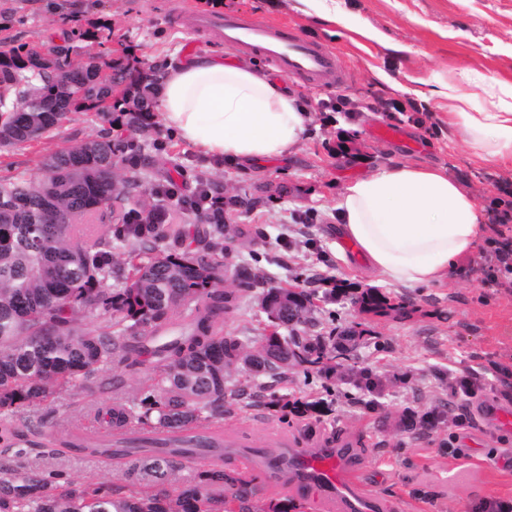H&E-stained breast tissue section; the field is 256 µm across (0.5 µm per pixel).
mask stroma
<instances>
[{"label": "stroma", "mask_w": 512, "mask_h": 512, "mask_svg": "<svg viewBox=\"0 0 512 512\" xmlns=\"http://www.w3.org/2000/svg\"><path fill=\"white\" fill-rule=\"evenodd\" d=\"M336 3L350 26L331 34L297 11L295 0H221L216 9L207 0H0V52L32 39L51 48L54 29L102 22L112 29L113 48L128 47L149 66L214 49L235 59L222 38L197 34L176 18L182 6L283 25L334 52L344 72L341 87H315L299 77L283 81L311 114L307 138L294 154L239 164L205 158L163 129L142 140L145 154L177 184L168 208L182 209L204 178L224 199L222 286L240 291L238 272L244 267L257 277L252 290L240 292L238 309L224 321L225 334L250 337L249 349L257 351L253 338L266 323L264 295L291 287L314 296L306 335L333 336L360 323L368 329L349 343L334 374L300 366L277 388L281 396L326 397L330 415L303 420L260 401L250 407L228 403L224 436L273 451L322 448L337 435L356 449L363 479L383 512H471L480 501L512 498V424L487 421L490 411H512L491 369L495 363L512 366V287L484 284L479 251L459 260L439 287L378 283L363 268L355 245L337 233L333 207L348 183L395 161L444 166L483 210L497 197V182L512 183L511 165L478 159L460 134L449 132L443 120L448 101L438 93L462 68L481 79L512 82V0ZM358 27L377 30L378 40H356ZM381 71L390 83L378 79ZM340 97L347 105L333 111ZM108 126L95 113L77 112L38 141L0 146V179L40 177L47 157ZM380 127L399 130L400 139L380 138ZM157 140L163 150L154 149ZM268 184L285 186V194L261 195ZM245 196L255 198L253 207L238 206ZM336 284L353 291L379 288L392 302L405 303L411 315L361 314L351 294H332ZM363 370L382 381V395H369L351 381V374ZM464 371L475 374L481 389L473 398L451 397L448 383ZM110 375L119 380V392L69 389L42 410L47 427L60 436L77 427L105 430L113 395L138 397L147 371L115 368ZM433 410L444 415L434 429L407 428L409 414ZM457 415L466 416L470 427L455 430ZM456 447L463 456L453 455ZM0 467L36 469L73 483H124L116 463L49 448L0 447Z\"/></svg>", "instance_id": "35a3bbf8"}]
</instances>
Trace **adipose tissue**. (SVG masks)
Masks as SVG:
<instances>
[{"mask_svg": "<svg viewBox=\"0 0 512 512\" xmlns=\"http://www.w3.org/2000/svg\"><path fill=\"white\" fill-rule=\"evenodd\" d=\"M469 72L448 84L446 122L482 160L512 162V84L489 80V104L471 109ZM160 117L203 156L250 163L289 155L307 133L303 101L252 64L207 51L166 62L157 77ZM342 236L380 281L410 287L447 281L483 234L474 197L446 168L391 163L349 183L335 206Z\"/></svg>", "mask_w": 512, "mask_h": 512, "instance_id": "1", "label": "adipose tissue"}]
</instances>
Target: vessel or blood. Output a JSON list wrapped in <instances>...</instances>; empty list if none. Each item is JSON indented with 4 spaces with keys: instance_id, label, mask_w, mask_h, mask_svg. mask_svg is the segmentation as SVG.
Instances as JSON below:
<instances>
[{
    "instance_id": "obj_1",
    "label": "vessel or blood",
    "mask_w": 512,
    "mask_h": 512,
    "mask_svg": "<svg viewBox=\"0 0 512 512\" xmlns=\"http://www.w3.org/2000/svg\"><path fill=\"white\" fill-rule=\"evenodd\" d=\"M191 24L197 32L222 36L228 50L260 54L282 77H301L319 87L337 86L344 80L333 52L298 34L284 36L266 21L228 13L197 15ZM234 456L242 467L261 472L268 483L287 481L301 492L318 491L337 512H377L379 508L344 449L311 453L282 448L271 453L263 448H238Z\"/></svg>"
}]
</instances>
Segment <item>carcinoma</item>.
Returning a JSON list of instances; mask_svg holds the SVG:
<instances>
[{"instance_id": "cac0c4a2", "label": "carcinoma", "mask_w": 512, "mask_h": 512, "mask_svg": "<svg viewBox=\"0 0 512 512\" xmlns=\"http://www.w3.org/2000/svg\"><path fill=\"white\" fill-rule=\"evenodd\" d=\"M102 50L92 53L88 44ZM111 34L89 29L67 40L73 56L66 69L41 61L42 44L24 42L0 52V132L2 146L47 134L70 114L94 112L112 119L120 111L125 130L154 129L156 79L127 54L115 56L105 43ZM39 85L42 98L25 102ZM48 178L0 182V446L13 448L32 434L34 446L59 447L76 455L123 459L126 485L106 490L94 483L57 482L36 471L0 478V512H259L260 488L212 463L202 480L168 488L176 460L166 449L210 448L193 436L198 426L214 427L224 404L245 402L288 378L295 366L328 376L331 350L342 355L346 342L366 329L340 333L328 349L322 336L298 335L294 312L309 314L311 295L271 289L264 300L288 298L289 313L258 337L252 353L238 336L224 335V318L238 297L220 287L224 267V215L203 214L211 224L196 247L180 251L161 246L187 239L171 212L157 219L160 204L145 199L141 141L119 134L83 140L49 156ZM125 171L122 179L104 174L103 162ZM92 218L117 224L132 241L123 262L112 258V238H91L78 221ZM122 287H112V281ZM362 314L406 318L407 308L375 288L354 299ZM89 318L88 324L81 319ZM254 364L248 379L228 372ZM149 366L150 384L137 401L115 399L109 429L124 438L99 439L85 432L59 440L34 425L30 411L54 403L72 386L94 390L105 385L111 367Z\"/></svg>"}]
</instances>
